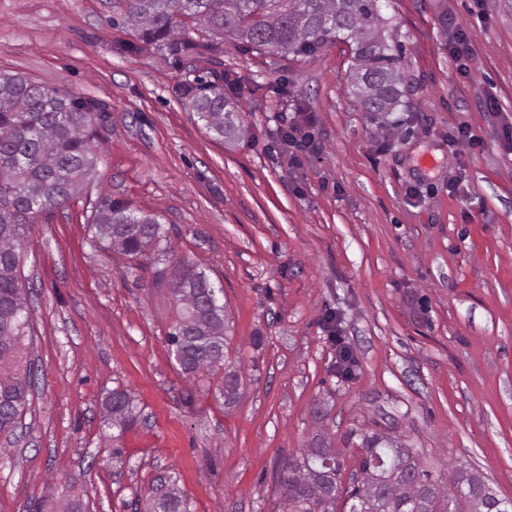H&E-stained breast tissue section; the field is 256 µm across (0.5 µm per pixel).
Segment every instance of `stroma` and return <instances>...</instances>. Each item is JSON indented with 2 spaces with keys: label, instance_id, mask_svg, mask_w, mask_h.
<instances>
[{
  "label": "stroma",
  "instance_id": "stroma-1",
  "mask_svg": "<svg viewBox=\"0 0 512 512\" xmlns=\"http://www.w3.org/2000/svg\"><path fill=\"white\" fill-rule=\"evenodd\" d=\"M379 7L411 85L387 137L354 101L344 38L284 59L228 37L217 63L179 67L113 25L112 0H0V72L102 108L93 175L25 235L37 378L16 435L0 434V512H150L161 475L191 512H278L280 460L324 434L350 486L351 439L371 429L512 497V0ZM460 26L467 78L448 52ZM213 70L241 106L231 143L181 95ZM308 114L320 149L295 168L277 133ZM459 126L480 147L449 144ZM103 195L156 216L172 258L223 288L234 406L219 376L208 391L175 364L157 252L98 239ZM116 389L137 414L124 429L103 415Z\"/></svg>",
  "mask_w": 512,
  "mask_h": 512
}]
</instances>
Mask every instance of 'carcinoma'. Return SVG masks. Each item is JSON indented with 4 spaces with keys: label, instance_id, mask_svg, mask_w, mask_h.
Here are the masks:
<instances>
[{
    "label": "carcinoma",
    "instance_id": "cac0c4a2",
    "mask_svg": "<svg viewBox=\"0 0 512 512\" xmlns=\"http://www.w3.org/2000/svg\"><path fill=\"white\" fill-rule=\"evenodd\" d=\"M112 12V22L176 62L190 49L200 55L217 50L213 43L190 41L191 26L282 57L311 56L342 34L355 45L351 86L360 109L386 125L406 104L399 47L387 44L378 0H112ZM185 95L188 109L215 139L241 136L239 112L224 93V81L189 87ZM96 106L91 99L0 74V433L14 434L32 387V364L22 356L31 326L20 277L25 234L39 216L67 205L94 171ZM94 226L101 240L132 256L164 238L155 217L105 195L97 202ZM170 289L171 356L189 376L224 370L221 394L225 405L233 404L241 377L224 354L229 322L223 288L179 261ZM106 410L122 430L136 420L124 390L112 391ZM358 439L361 479L349 494V512H512L508 499L462 464L455 467L449 492L424 469L420 449L385 432H362ZM343 471L342 455L320 436L300 455L286 457L276 473L281 512H336ZM152 492L154 512H189L167 480Z\"/></svg>",
    "mask_w": 512,
    "mask_h": 512
}]
</instances>
